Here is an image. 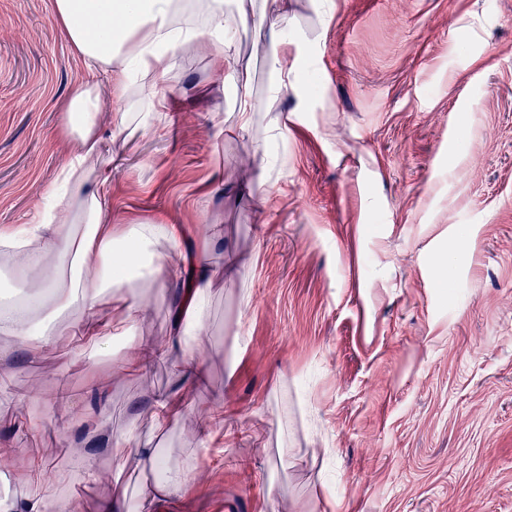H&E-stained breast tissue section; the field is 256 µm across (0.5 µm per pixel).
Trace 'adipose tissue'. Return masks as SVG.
<instances>
[{
    "label": "adipose tissue",
    "mask_w": 512,
    "mask_h": 512,
    "mask_svg": "<svg viewBox=\"0 0 512 512\" xmlns=\"http://www.w3.org/2000/svg\"><path fill=\"white\" fill-rule=\"evenodd\" d=\"M52 7L87 71L112 80L109 95L118 107H126L136 94L152 108L164 107L160 83L182 54L200 49L236 83L237 103L229 118L233 126L247 130L254 111L252 87L238 68L229 33L251 24L276 59L272 93L292 92L298 111L311 109L313 96L302 82L301 48L287 36L288 0H264L260 8L255 0H234L229 10L224 0H52ZM99 101L100 86L90 81L62 104L60 133L69 143L65 163L44 193L33 223L0 227V245L12 248L11 258L26 283L23 296L0 303V331L15 337L18 351L47 348L55 333L50 322L38 321L36 315L48 303L66 302L79 311L84 335L106 347L113 327L136 329L145 306L136 297H120L112 324L101 323L97 316L104 292L136 278L157 277L171 254L178 253L193 275L180 279L174 302V373L182 380L202 378L199 333L212 283L205 251L182 253L190 232L184 224H114L112 170L104 161ZM124 464L145 476L140 512H161L187 480L185 469L169 465L147 441L139 442Z\"/></svg>",
    "instance_id": "obj_1"
}]
</instances>
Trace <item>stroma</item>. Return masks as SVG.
<instances>
[{
    "label": "stroma",
    "mask_w": 512,
    "mask_h": 512,
    "mask_svg": "<svg viewBox=\"0 0 512 512\" xmlns=\"http://www.w3.org/2000/svg\"><path fill=\"white\" fill-rule=\"evenodd\" d=\"M337 3L326 26L292 3L334 111L271 100L251 28L233 33L247 131L201 51L160 85L151 125L102 96L119 222L192 225L189 249L222 240L202 382L179 384L168 359L128 368L125 336L94 351L72 308L37 354L0 334V452L65 475L53 492L81 512L120 490L138 512L136 476L114 475L132 428L188 472L168 512H512V0ZM89 78L52 0H0V226L31 222L67 155L60 104ZM179 270L140 289L133 336L170 344ZM101 378L108 417L90 425ZM182 386L189 408L156 431L150 399Z\"/></svg>",
    "instance_id": "35a3bbf8"
}]
</instances>
